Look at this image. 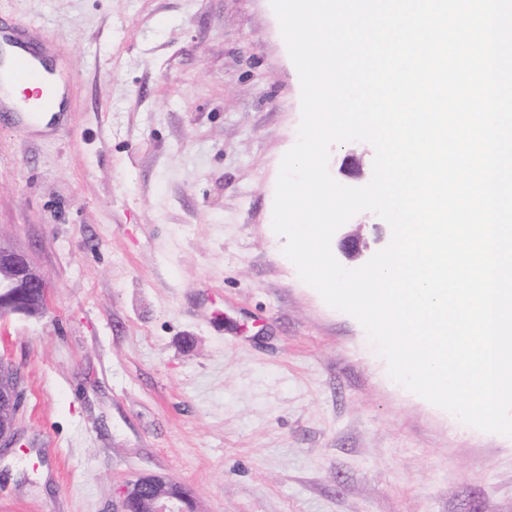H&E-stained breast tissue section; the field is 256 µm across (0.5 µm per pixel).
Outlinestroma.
<instances>
[{
  "label": "stroma",
  "instance_id": "obj_1",
  "mask_svg": "<svg viewBox=\"0 0 512 512\" xmlns=\"http://www.w3.org/2000/svg\"><path fill=\"white\" fill-rule=\"evenodd\" d=\"M72 73L67 132L0 120V241L49 285L0 317L24 391L0 512H118L146 474L195 512H512V437L393 382L272 229L300 81L270 0H0ZM373 147L333 146L347 186ZM368 244L390 226L354 216Z\"/></svg>",
  "mask_w": 512,
  "mask_h": 512
}]
</instances>
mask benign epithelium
I'll list each match as a JSON object with an SVG mask.
<instances>
[{
	"label": "benign epithelium",
	"instance_id": "obj_1",
	"mask_svg": "<svg viewBox=\"0 0 512 512\" xmlns=\"http://www.w3.org/2000/svg\"><path fill=\"white\" fill-rule=\"evenodd\" d=\"M0 315L38 316L46 309L48 283L31 265L28 256L0 244ZM17 372L0 361V450L16 443ZM122 512H193L186 489L174 480L143 475L121 489Z\"/></svg>",
	"mask_w": 512,
	"mask_h": 512
}]
</instances>
